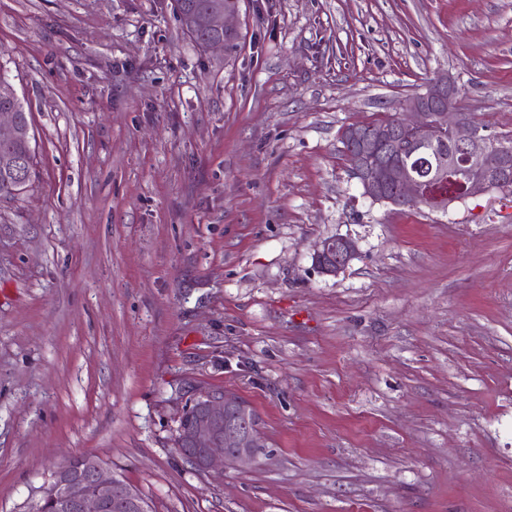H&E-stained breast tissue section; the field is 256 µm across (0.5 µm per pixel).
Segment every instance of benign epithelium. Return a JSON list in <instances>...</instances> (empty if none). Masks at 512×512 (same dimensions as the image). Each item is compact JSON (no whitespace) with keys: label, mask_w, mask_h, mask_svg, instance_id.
<instances>
[{"label":"benign epithelium","mask_w":512,"mask_h":512,"mask_svg":"<svg viewBox=\"0 0 512 512\" xmlns=\"http://www.w3.org/2000/svg\"><path fill=\"white\" fill-rule=\"evenodd\" d=\"M214 30L231 33L238 28V13L214 8L208 15ZM395 125L405 130L416 145L448 139L455 154L448 159V170L459 166L470 174L468 195H484L491 183L512 164V146L491 142L481 126L458 112L457 104L446 109H428L419 99L409 97L394 116ZM348 136L356 143L357 156L352 166L364 196L384 195L385 186L394 184L401 192L402 205L412 207L423 199L416 179L401 165L383 160L382 137H363L359 126L348 127ZM359 252L357 242L344 236L322 239L313 254V263L324 275L346 271ZM196 412L181 429L194 468L212 477L224 474V463L251 464L264 447L259 430L252 425L254 416L234 393L224 390L199 395ZM49 502L55 512H150L149 503L112 469L96 458L88 457L75 474L68 466L54 468L38 490L34 508Z\"/></svg>","instance_id":"benign-epithelium-1"}]
</instances>
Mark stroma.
I'll return each instance as SVG.
<instances>
[{
  "instance_id": "obj_1",
  "label": "stroma",
  "mask_w": 512,
  "mask_h": 512,
  "mask_svg": "<svg viewBox=\"0 0 512 512\" xmlns=\"http://www.w3.org/2000/svg\"><path fill=\"white\" fill-rule=\"evenodd\" d=\"M240 4L228 54L173 0H0L36 138L0 201V512L79 454L154 512H512V194L375 202L340 142L437 72L512 134V0ZM216 389L267 442L218 482L175 451ZM359 252L357 242L344 236L323 238L313 254V263L324 275L336 276L346 271Z\"/></svg>"
}]
</instances>
